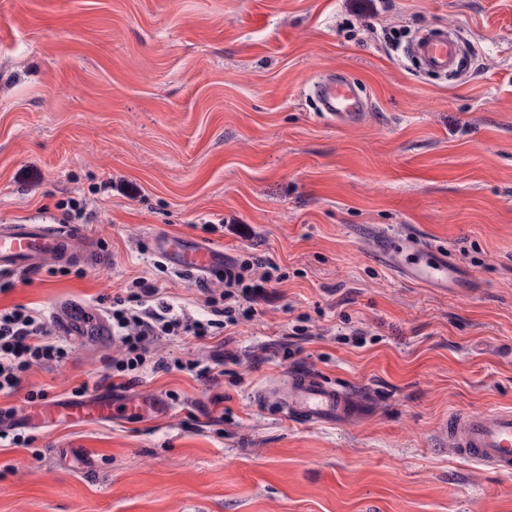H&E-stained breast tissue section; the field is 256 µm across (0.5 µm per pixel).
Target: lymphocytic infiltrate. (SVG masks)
Returning a JSON list of instances; mask_svg holds the SVG:
<instances>
[{"label": "lymphocytic infiltrate", "mask_w": 512, "mask_h": 512, "mask_svg": "<svg viewBox=\"0 0 512 512\" xmlns=\"http://www.w3.org/2000/svg\"><path fill=\"white\" fill-rule=\"evenodd\" d=\"M253 261L242 260L233 270L224 274V286L208 293L210 318L185 321L173 314L171 307H164L160 314L141 315L126 304L127 299L138 300L157 295L158 290L143 281L136 282L129 298H116L112 303V328L121 343L120 354L112 358L110 367L117 375H126L145 364L165 371L169 368L166 358L148 361L150 345L160 336L189 334L198 339L210 336L221 325L234 326L240 320L251 318L255 309L256 293L265 284L281 282L278 265L270 260L262 264V274H254ZM47 323L36 311L18 306L0 311V395L17 392L22 373L37 364L59 365L68 358L67 350L49 341Z\"/></svg>", "instance_id": "1"}]
</instances>
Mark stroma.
Listing matches in <instances>:
<instances>
[{
	"mask_svg": "<svg viewBox=\"0 0 512 512\" xmlns=\"http://www.w3.org/2000/svg\"><path fill=\"white\" fill-rule=\"evenodd\" d=\"M434 28L459 38L460 72L403 55ZM331 70L369 98L361 124L320 117L309 87ZM70 197L98 266L16 273L0 309L105 312L139 279L159 290L144 309L208 317L156 234L272 257L284 279L251 320L158 337L172 369L127 387L158 419L28 428L29 391L109 385L115 343L65 341V364L0 395V512H512V472L448 446L450 414L512 408V0H0V224L62 223ZM382 229L448 249L471 286L394 274ZM293 370L358 414L285 417Z\"/></svg>",
	"mask_w": 512,
	"mask_h": 512,
	"instance_id": "1",
	"label": "stroma"
}]
</instances>
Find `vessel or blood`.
Returning a JSON list of instances; mask_svg holds the SVG:
<instances>
[{"label": "vessel or blood", "instance_id": "obj_1", "mask_svg": "<svg viewBox=\"0 0 512 512\" xmlns=\"http://www.w3.org/2000/svg\"><path fill=\"white\" fill-rule=\"evenodd\" d=\"M431 73L452 74L462 67L463 55L454 37L424 32L406 49ZM312 95L321 115L336 124H360L368 103L356 85L341 71L325 73L314 84ZM77 233L72 225L1 224L0 273L33 271L50 264L73 260L71 243ZM385 257L391 270L410 281L436 288H456L468 279L451 254L400 234L384 235ZM152 252L174 270L200 278L219 277L227 261L224 250L207 241L182 236L152 238ZM57 331L67 339H84L96 344L112 342V327L105 316L81 303L66 299L51 311ZM284 414L307 424L331 423L356 414L347 391L314 374L296 373L278 389ZM134 410L127 395L103 388L91 395H75L27 410L23 419L31 427L53 420H110L130 416ZM448 444L474 462L502 472L512 471V409L454 414L448 425Z\"/></svg>", "mask_w": 512, "mask_h": 512}]
</instances>
